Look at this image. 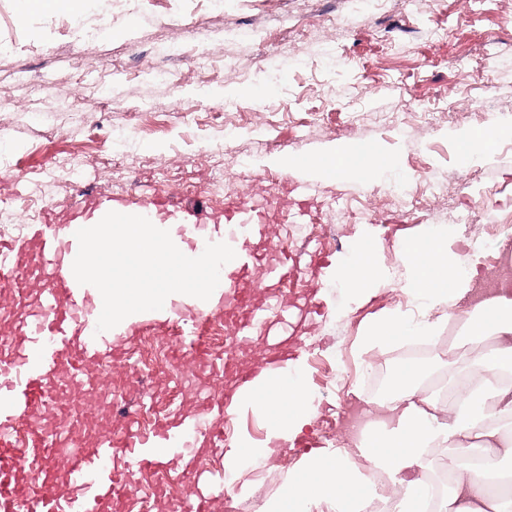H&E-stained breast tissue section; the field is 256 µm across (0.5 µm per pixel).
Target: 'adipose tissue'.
I'll use <instances>...</instances> for the list:
<instances>
[{
  "instance_id": "1",
  "label": "adipose tissue",
  "mask_w": 512,
  "mask_h": 512,
  "mask_svg": "<svg viewBox=\"0 0 512 512\" xmlns=\"http://www.w3.org/2000/svg\"><path fill=\"white\" fill-rule=\"evenodd\" d=\"M380 153L338 147L311 162L321 175L337 178L353 171L373 176L391 168ZM481 249L462 254L448 230H425L403 239L397 257L405 267L393 279L374 247L357 251L338 271L354 304L370 299L381 286L392 287L406 308L383 310L367 320L357 339L361 352L410 344H438L446 325H457V341L469 356L449 368L454 396L444 402L423 391L428 377L409 359L392 370L389 394L365 399L367 421L346 430L339 444L303 459L282 478L270 512H371L385 493L389 512H512V476L500 461L512 460V277L485 297L473 292ZM239 405L258 408L267 436L287 445L305 425L314 406L302 359L267 378L259 393L239 397ZM445 448L446 483L431 491L422 479L432 449ZM384 475L377 486L376 475Z\"/></svg>"
}]
</instances>
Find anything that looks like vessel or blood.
Here are the masks:
<instances>
[{
    "label": "vessel or blood",
    "instance_id": "obj_1",
    "mask_svg": "<svg viewBox=\"0 0 512 512\" xmlns=\"http://www.w3.org/2000/svg\"><path fill=\"white\" fill-rule=\"evenodd\" d=\"M179 205L171 197L129 198L119 208L126 213L175 212ZM76 230L73 224L52 223L32 244L0 238V303L25 308L20 322L0 340L8 350L0 359V512H17L28 502L33 512H123L127 474L115 464L118 455L128 454L131 463L147 470L163 471L175 461L199 469V440L222 439L224 422L237 408L233 394L218 395L207 416L160 420L146 433L136 430L137 414L128 410L90 441L37 426L28 446H18L11 435L16 419L51 407L64 384L84 382L90 364L103 358L120 362L121 337L136 335L140 322L152 317L151 312H141L137 323L97 332L101 301L72 271L78 252ZM266 239L264 217L253 206L239 203L225 210L224 240L236 257L224 267L223 313L236 341L281 310L276 293L257 302L250 281L248 244ZM168 321L188 339L195 360L208 362L198 339L200 317L185 314L174 298ZM287 359L283 350L269 365L280 366ZM266 366L242 367L229 361L225 372L250 392L265 380Z\"/></svg>",
    "mask_w": 512,
    "mask_h": 512
}]
</instances>
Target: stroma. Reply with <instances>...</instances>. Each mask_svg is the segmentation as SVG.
<instances>
[{"label":"stroma","mask_w":512,"mask_h":512,"mask_svg":"<svg viewBox=\"0 0 512 512\" xmlns=\"http://www.w3.org/2000/svg\"><path fill=\"white\" fill-rule=\"evenodd\" d=\"M89 36L69 31L59 14L21 17L17 0H0V208L35 240L46 211L92 220L110 200L172 196L202 199L215 213L244 201L267 215V233L295 262L280 300L288 319L260 326L235 346L242 366L295 342L315 412L300 436L326 448L324 421L335 433L361 415L373 365H395L401 349L360 355L361 321L402 298L380 287L356 306L337 273L373 243L398 267L397 245L423 229H448L458 248H484L480 288L497 287L503 241L490 229L512 216V135L467 168L456 162L455 132L512 126V5L475 0H88ZM175 40L177 58L156 55ZM335 48L329 64L322 52ZM162 70L166 82L151 80ZM112 90L103 101L102 86ZM140 113L132 150L113 144V125ZM370 146L393 166L371 179H327L280 165L330 147ZM70 160L74 174L62 173ZM224 191L210 192L216 169ZM314 184L313 199L291 189ZM418 194L419 207L389 201L393 185ZM494 187L483 214L465 225L482 187ZM332 244L318 242L317 225ZM335 366L340 387L326 384ZM231 378L199 374L184 384L171 369L143 409L172 418L202 415ZM306 451L289 447L252 464L240 512H264L282 476Z\"/></svg>","instance_id":"obj_1"}]
</instances>
